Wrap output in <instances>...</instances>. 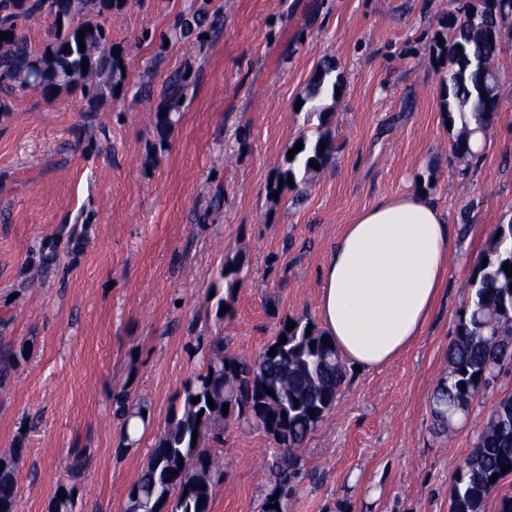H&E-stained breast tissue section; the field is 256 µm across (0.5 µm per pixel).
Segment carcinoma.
<instances>
[{
    "instance_id": "obj_1",
    "label": "carcinoma",
    "mask_w": 512,
    "mask_h": 512,
    "mask_svg": "<svg viewBox=\"0 0 512 512\" xmlns=\"http://www.w3.org/2000/svg\"><path fill=\"white\" fill-rule=\"evenodd\" d=\"M82 0H0V109L5 99L20 88L36 87L48 100L63 91L79 93L80 111L94 112L106 93L112 92L121 69L112 57L109 29L101 18L112 15L120 0H94L96 15H80ZM37 13L52 17V39L36 51L29 44L20 23ZM512 18V0L467 2L450 18L455 39L445 49L448 70L444 78V107L451 127L457 128L452 151L458 157L475 155L481 133L495 120L497 73L495 59L504 51L500 30ZM85 31L79 35V31ZM84 49H79V45ZM68 52H63V49ZM88 67L82 66V59ZM336 67L322 65L313 73L303 102L319 118L318 135L302 138L303 148L287 161L283 181L310 180L317 170L314 161L325 167L336 152L335 137L328 131L333 113L324 102L336 97ZM178 82H173L170 99L163 104L166 116L156 113V126L165 134L172 126V110ZM325 151H320V146ZM484 256L487 265H477L466 282L469 302L460 315L455 338L448 348V375L441 378L431 399L432 414L439 432L449 434L457 423L456 415L470 410L477 394L490 387L502 367L512 361V277L503 263L512 264V221L500 224L492 234ZM57 247L41 246L36 276L23 283L32 288L57 266ZM294 325L289 330L287 326ZM309 322L288 319L279 328L270 348L261 351L253 362L226 356L217 344L196 347L202 367L179 395V409L173 411L167 427L157 438L146 465L127 492L126 512H160L169 504L170 512H210L215 488L223 480V464L217 445L221 442L225 414L223 405L235 408L236 421L271 434L288 456L272 463L275 486L267 496L262 512L286 508L299 475L300 448L308 436L323 423L339 394L346 372L331 341ZM311 334H306V331ZM286 343H280L281 336ZM27 359L25 347L0 348V384L7 381ZM480 378H475V374ZM273 389L268 394L264 387ZM200 398L194 404L192 399ZM214 404L208 405V399ZM144 403L123 404L122 447L130 448L139 433L147 428ZM203 416H198V413ZM197 442H192V435ZM20 449L1 455L0 512H15L18 496L16 458ZM184 464H179V460ZM509 471L501 472V466ZM495 482H490L493 474ZM512 475V395L500 399L488 417L477 442L458 469L451 493L450 512H484L486 502ZM66 498L53 497L50 512H75V487H58ZM138 498H133L134 492ZM279 494L272 500L273 494ZM279 508H273V504Z\"/></svg>"
}]
</instances>
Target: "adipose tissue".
I'll return each mask as SVG.
<instances>
[{"label": "adipose tissue", "instance_id": "ef3b65f1", "mask_svg": "<svg viewBox=\"0 0 512 512\" xmlns=\"http://www.w3.org/2000/svg\"><path fill=\"white\" fill-rule=\"evenodd\" d=\"M454 230L426 195L386 196L344 225L319 268V323L338 353L381 370L424 335L448 286Z\"/></svg>", "mask_w": 512, "mask_h": 512}]
</instances>
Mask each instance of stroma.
Instances as JSON below:
<instances>
[{"label":"stroma","mask_w":512,"mask_h":512,"mask_svg":"<svg viewBox=\"0 0 512 512\" xmlns=\"http://www.w3.org/2000/svg\"><path fill=\"white\" fill-rule=\"evenodd\" d=\"M195 28L161 46L199 7ZM458 0H122L106 23L122 74L94 112L79 96L17 90L0 112V337L28 350L0 385V454L19 449L16 512H48L58 484L76 512H125L184 385L197 342L222 338L255 358L281 321L318 319V270L344 224L376 200L425 192L458 241L446 299L424 336L379 371L347 370L324 422L300 450L288 512H448L453 479L492 408L512 394V366L479 393L452 435L430 397L467 301L466 280L497 225L512 220V21L494 62L499 108L482 149L451 151L440 61ZM334 61L338 150L313 179L281 186L289 146L316 132L297 106ZM182 86L167 135L155 114ZM77 225L60 269L24 287L31 245ZM238 287L218 314L226 260ZM144 402L149 427L120 448L117 397ZM279 449L262 429L224 425V481L211 512H261ZM79 454L88 464L76 478Z\"/></svg>","instance_id":"obj_1"}]
</instances>
